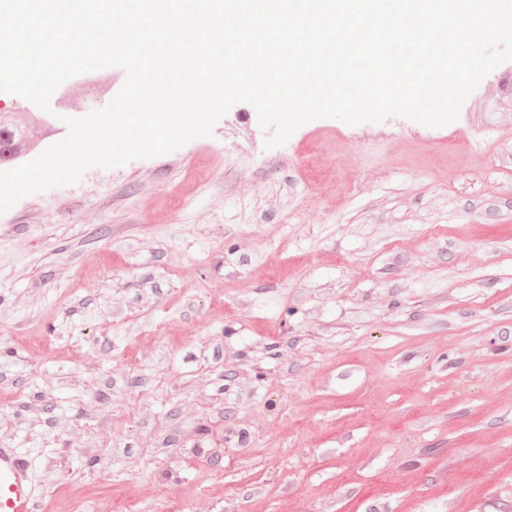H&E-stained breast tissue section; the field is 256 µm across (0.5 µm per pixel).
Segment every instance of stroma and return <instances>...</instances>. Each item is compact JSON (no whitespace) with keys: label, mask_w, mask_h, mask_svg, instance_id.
<instances>
[{"label":"stroma","mask_w":512,"mask_h":512,"mask_svg":"<svg viewBox=\"0 0 512 512\" xmlns=\"http://www.w3.org/2000/svg\"><path fill=\"white\" fill-rule=\"evenodd\" d=\"M510 68L469 118L273 149L239 102L0 214V445L34 512H512V111L484 110Z\"/></svg>","instance_id":"1"}]
</instances>
